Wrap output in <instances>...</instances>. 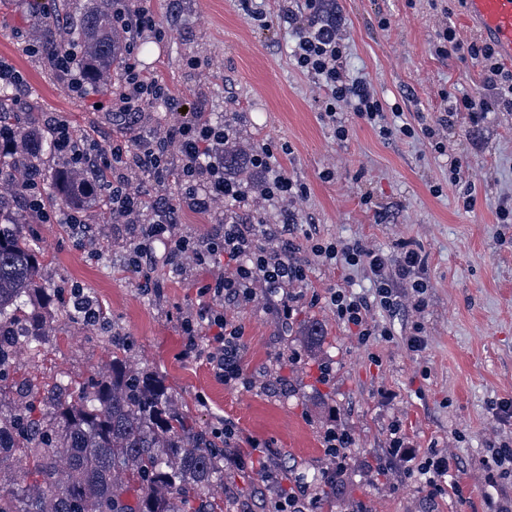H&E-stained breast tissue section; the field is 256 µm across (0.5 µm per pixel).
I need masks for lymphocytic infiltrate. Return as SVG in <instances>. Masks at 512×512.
Wrapping results in <instances>:
<instances>
[{"label": "lymphocytic infiltrate", "mask_w": 512, "mask_h": 512, "mask_svg": "<svg viewBox=\"0 0 512 512\" xmlns=\"http://www.w3.org/2000/svg\"><path fill=\"white\" fill-rule=\"evenodd\" d=\"M294 32L292 58L296 68L311 77L323 92L321 118L332 127L337 140L349 137L350 129L338 120L339 110L352 112L354 118L370 127L381 139L412 138L423 133L437 153L446 146L438 130L426 126L415 130L407 123L389 120L387 108L363 78L351 76L344 61L348 45L326 0H295L280 13ZM112 21L128 33L123 75L112 90L108 107L133 136L114 140L111 145L77 139L63 115L46 117L54 154L64 168L77 171L110 172L105 183L85 180L83 193L91 195L101 187L108 193L110 217L132 232L125 252L129 267L141 274L145 287H156L153 275L158 262L179 274L187 268H207L210 280L198 291L199 306L183 320L186 336L184 359L205 360L214 377L225 385L247 384L241 365L244 331L228 319L225 306H245L264 296L282 327L292 325L300 300L299 289L308 281L309 266L298 260L293 241L284 238L282 229L272 224H242L222 217L225 204L250 207L253 198H261L288 207L305 198L309 188L281 168L270 145L254 148L243 161L253 178L244 182L224 166V147L238 135L233 119L200 118L164 127L144 126L147 112L159 103L173 102L171 90L157 78L148 76L138 59L139 42L145 38L162 39L163 31L152 12L132 0H112ZM28 54L46 57L50 66L64 78L72 92L85 95L91 84L84 67L77 64V51L65 44L35 40L26 45ZM440 56H457L475 61L481 68L489 97L476 99L448 93L453 111L469 113L479 119L504 109L512 112V68H506L494 45L487 40L469 42L458 38L451 25H442L435 43ZM141 174L157 180L175 177L188 206L210 219L216 229L197 237L183 231L175 206L165 203L146 206L137 183ZM10 186L17 195L21 217L41 224H66L83 241H91L92 227L84 213L77 210L50 209L45 202L44 184L36 169L17 167ZM165 246L164 260H157L155 243ZM313 256L350 267L366 266L372 275L370 296H356L343 288L331 289L328 305L342 324L355 328L359 342L378 335L369 321L373 309L392 314L400 306L396 281H404L415 298V309L425 306L427 283L414 275L421 263L417 253L406 252L401 263L390 265L384 254L362 242L331 240L310 246ZM350 433L329 428L323 433L325 453L332 462L320 485L294 484L282 487L272 480L271 512H316L323 495L336 486L344 473Z\"/></svg>", "instance_id": "obj_1"}]
</instances>
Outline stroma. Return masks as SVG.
Returning a JSON list of instances; mask_svg holds the SVG:
<instances>
[{"mask_svg":"<svg viewBox=\"0 0 512 512\" xmlns=\"http://www.w3.org/2000/svg\"><path fill=\"white\" fill-rule=\"evenodd\" d=\"M89 0H67L60 22L37 26L39 11L55 0H7L0 11V58L11 60L26 77L17 96L24 115L41 120L56 113L68 118L77 137L110 143L122 126L102 109V95L90 89L74 96L41 57L25 52L26 40H54L79 25ZM165 35L141 44L146 71L166 83L172 103L156 105L152 124L186 122L197 115H243L240 150L264 144L277 152L279 165L307 184L306 199L294 206L291 239L311 262L309 281L296 318L281 328L264 300L230 307L229 319L244 329L243 368L252 388L230 389L205 364L183 360L181 319L193 308L208 269L185 275L159 265L160 292H147L124 261L128 240L118 224H97L85 245L65 224H27L25 231L44 254V278L57 292L56 311L47 320L48 341L39 357L19 350L15 367L0 379V403L20 402L22 392L38 397L45 383L60 376L77 381L98 378L121 342L131 368L155 372L176 408L198 427L217 420L240 433V455L255 457L249 439L270 444L266 462L274 472L320 477L330 461L322 435L336 427L354 443L347 471L336 489L335 512H490L492 504L512 505V472L487 482V444L511 440L512 426L501 424L494 406L512 400V223L497 220L499 207L512 208V112L489 113L472 121L454 117L443 129L446 154L424 137L383 140L354 124L348 140L336 141L320 118L321 90L293 64V32L280 19L283 0H252L267 13L265 28L251 25L238 0H143ZM336 0L347 42L345 65L366 78L378 97L396 106L403 122L420 128L437 125L448 103L441 93L454 89L486 95L479 66L472 60L442 58L434 43L443 20L460 39L476 38L463 6L443 0ZM388 27H380V18ZM197 67H190V59ZM462 163V181L449 186L451 159ZM147 203L177 205L184 231H213L207 218L179 205L174 179L140 176ZM441 186L433 194L432 186ZM471 193L473 208L463 206ZM317 238L362 241L396 260L408 250L422 255L418 275L429 284L426 305L416 310L410 297L393 315L372 311L373 322L389 328L360 344L340 324L323 297L332 287L366 293L365 268L344 269L313 259L307 233ZM101 305L105 318L90 330L62 311L72 286ZM422 325L425 349L406 339ZM317 337H309V327ZM300 362H291L292 353ZM278 360L287 391L263 386V371ZM332 368L331 380L318 382V368ZM399 428L413 447L414 460L391 455L390 431ZM449 456L448 489L429 495L418 465L431 451ZM264 477L258 468L224 472V512H267Z\"/></svg>","mask_w":512,"mask_h":512,"instance_id":"obj_1","label":"stroma"}]
</instances>
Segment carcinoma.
Returning <instances> with one entry per match:
<instances>
[{
    "label": "carcinoma",
    "mask_w": 512,
    "mask_h": 512,
    "mask_svg": "<svg viewBox=\"0 0 512 512\" xmlns=\"http://www.w3.org/2000/svg\"><path fill=\"white\" fill-rule=\"evenodd\" d=\"M111 2L92 0L74 34L82 64L105 83L124 61ZM79 180L77 171H58L50 185L63 203L105 215L101 196L72 194L70 184ZM8 213L0 196V378L17 350L35 352L45 341V309L53 301L40 251ZM127 363L116 346L97 379L61 381L37 402L0 410V465L15 454L28 463L16 487L0 488V512H224L213 494V483L224 480V445L173 406L157 377Z\"/></svg>",
    "instance_id": "carcinoma-1"
}]
</instances>
